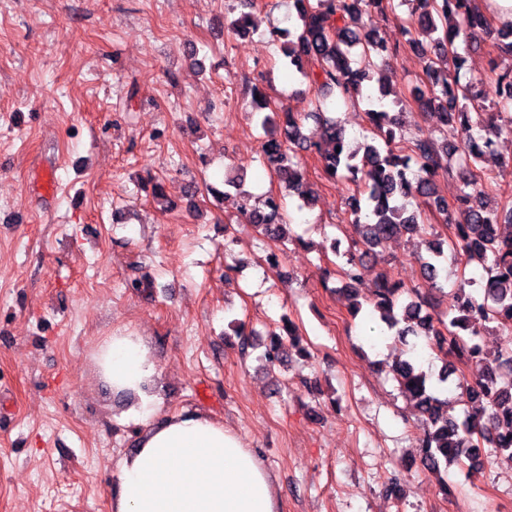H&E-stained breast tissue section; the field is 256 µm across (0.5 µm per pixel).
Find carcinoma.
<instances>
[{
  "instance_id": "cac0c4a2",
  "label": "carcinoma",
  "mask_w": 512,
  "mask_h": 512,
  "mask_svg": "<svg viewBox=\"0 0 512 512\" xmlns=\"http://www.w3.org/2000/svg\"><path fill=\"white\" fill-rule=\"evenodd\" d=\"M406 2L416 4L402 27L408 36L406 43L415 47L419 37L429 40V48L421 53V86L412 98L434 110L438 121L431 130L409 136L390 113L396 107L404 109L408 100L384 88L378 96L365 91L364 82L371 80L377 62H385L399 49L366 31L365 19L393 10L394 0H293L297 26L292 30L275 27L270 36L281 42L288 74H300L320 92L315 111L310 113L318 124L319 139L307 142L302 131L304 116L298 113L285 112L282 120H275L270 101L257 86L253 88V115L264 132L263 164L286 180L305 204L312 203L313 191L299 166V150L313 151L329 178L341 176L354 184L346 204L359 227V241L345 250L339 241L333 243L335 256L343 259L341 292L351 315L357 316L367 303L371 314L399 338L425 336L439 352H453L473 368L470 376L459 373L445 358L434 379L418 361L404 359L392 366V372L414 402L424 426L419 445L422 466L437 472L455 463L474 471L488 445L495 461L512 463V386L497 382L502 368L512 372V352L492 355L476 341L489 328L512 334V237L498 234V226L512 224V206L487 210L480 174V163L495 139L512 134V125L504 128L483 118L488 104L512 109V67L499 74L491 87L462 82L465 58L458 53L457 42L488 32L489 20L474 0ZM497 35V50L512 59V23L499 27ZM332 94L346 103L367 106L372 138L363 149L353 147L336 121L325 115L326 100ZM450 125L461 134L454 143L440 137ZM441 171L461 180L456 205L464 214L462 224L453 223L448 202L436 194L434 178ZM222 196L270 239L282 244L295 239L282 195L269 192L261 209L251 207L249 196L238 190L224 191ZM413 196L425 198L426 205L453 229L447 241L429 240L426 253L413 254L428 287H438L447 249L462 268L482 269L478 281L460 278L455 289L457 315L445 325L435 320L431 297L422 288L406 287L388 273L380 275L372 298L362 302L357 294L363 256L392 238L428 235L431 225L424 223L422 211L407 207L406 201ZM474 284L478 288L469 291ZM282 322V332L270 334L260 355L272 366L284 361L288 346L301 357L308 356L299 347L296 326L286 317ZM453 375L457 398L465 405L461 416L448 413L446 383Z\"/></svg>"
}]
</instances>
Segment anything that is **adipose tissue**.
Wrapping results in <instances>:
<instances>
[{"instance_id":"ef3b65f1","label":"adipose tissue","mask_w":512,"mask_h":512,"mask_svg":"<svg viewBox=\"0 0 512 512\" xmlns=\"http://www.w3.org/2000/svg\"><path fill=\"white\" fill-rule=\"evenodd\" d=\"M113 394L149 419L112 483V512H279L270 473L239 436L209 416L158 414L148 387L158 365L138 330L124 327L96 346Z\"/></svg>"}]
</instances>
